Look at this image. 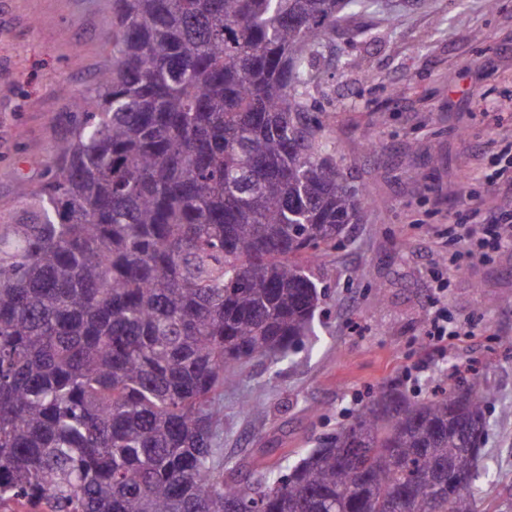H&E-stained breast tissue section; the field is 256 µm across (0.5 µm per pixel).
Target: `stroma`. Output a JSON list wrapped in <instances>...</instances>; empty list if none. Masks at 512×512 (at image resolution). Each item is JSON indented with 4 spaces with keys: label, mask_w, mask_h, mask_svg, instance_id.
<instances>
[{
    "label": "stroma",
    "mask_w": 512,
    "mask_h": 512,
    "mask_svg": "<svg viewBox=\"0 0 512 512\" xmlns=\"http://www.w3.org/2000/svg\"><path fill=\"white\" fill-rule=\"evenodd\" d=\"M116 35L112 0H0V222L28 218L70 133V98L111 69ZM324 44L307 108L365 218L316 269L314 335L281 362L252 360L217 395L224 457L296 462L391 380L423 398L476 372L477 484L486 512H512V248L448 240L457 212L512 208L479 152L490 137L512 145V0H362ZM440 310L438 341L427 331ZM246 399L262 417L242 414Z\"/></svg>",
    "instance_id": "obj_1"
}]
</instances>
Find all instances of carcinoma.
Instances as JSON below:
<instances>
[{
    "instance_id": "carcinoma-1",
    "label": "carcinoma",
    "mask_w": 512,
    "mask_h": 512,
    "mask_svg": "<svg viewBox=\"0 0 512 512\" xmlns=\"http://www.w3.org/2000/svg\"><path fill=\"white\" fill-rule=\"evenodd\" d=\"M357 2L112 0V69L0 229V507L482 512L478 377L383 389L245 479L217 456L216 393L312 333L311 267L364 218L307 111Z\"/></svg>"
}]
</instances>
